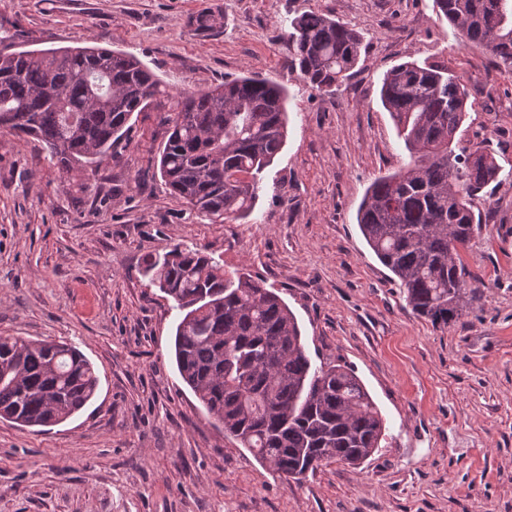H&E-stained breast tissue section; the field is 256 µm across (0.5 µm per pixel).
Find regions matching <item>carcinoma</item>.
I'll return each mask as SVG.
<instances>
[{"label": "carcinoma", "instance_id": "carcinoma-1", "mask_svg": "<svg viewBox=\"0 0 512 512\" xmlns=\"http://www.w3.org/2000/svg\"><path fill=\"white\" fill-rule=\"evenodd\" d=\"M462 44L512 67V0H435ZM289 65L330 92L360 61L363 36L319 11L288 20ZM174 98L159 159L174 195L212 223L254 211L265 170L287 138V89L254 77L176 96L137 57L96 46L0 51V131L40 140L67 169L99 165L135 112ZM380 100L410 160L376 178L358 209L369 247L418 317L444 331L477 301L459 248L479 229L473 201L500 166L483 148L458 147L468 115L463 74L438 61L386 71ZM151 284L180 312L174 358L207 412L280 477L329 463L357 465L381 445L386 424L360 378L341 364L316 366L297 318L261 280L231 274L198 248L148 254ZM98 377L76 347L0 336V418L59 425L95 395Z\"/></svg>", "mask_w": 512, "mask_h": 512}]
</instances>
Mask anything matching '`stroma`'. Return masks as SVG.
<instances>
[{"mask_svg":"<svg viewBox=\"0 0 512 512\" xmlns=\"http://www.w3.org/2000/svg\"><path fill=\"white\" fill-rule=\"evenodd\" d=\"M311 10L365 38L330 93L287 65L288 21ZM202 12L216 19L205 34ZM0 34L133 54L171 92L255 76L289 93L255 212L224 224L159 174L167 100L133 114L102 165L67 173L42 143L0 132V336L72 343L99 379L64 424L0 419V512H512L511 69L462 47L434 0H0ZM408 60L464 73L473 108L458 136L501 167L461 252L480 299L444 331L412 312L357 225L371 182L409 160L379 98ZM176 245L274 289L312 362L361 379L386 421L381 448L295 480L225 436L177 371L172 300L141 271Z\"/></svg>","mask_w":512,"mask_h":512,"instance_id":"35a3bbf8","label":"stroma"}]
</instances>
